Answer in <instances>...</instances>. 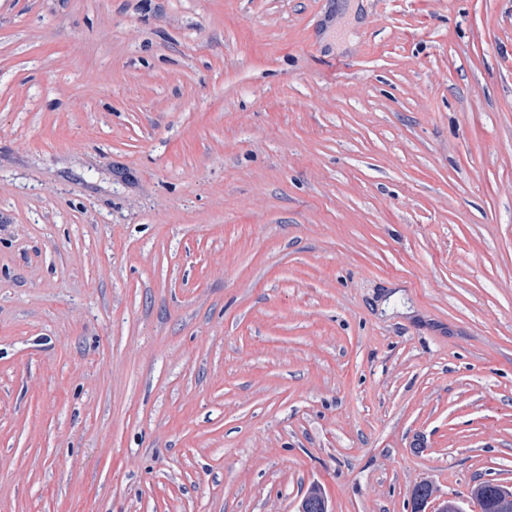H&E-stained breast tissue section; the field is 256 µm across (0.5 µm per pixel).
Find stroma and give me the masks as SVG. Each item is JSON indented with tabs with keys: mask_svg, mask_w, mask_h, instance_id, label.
<instances>
[{
	"mask_svg": "<svg viewBox=\"0 0 512 512\" xmlns=\"http://www.w3.org/2000/svg\"><path fill=\"white\" fill-rule=\"evenodd\" d=\"M512 484V0H0V512H412Z\"/></svg>",
	"mask_w": 512,
	"mask_h": 512,
	"instance_id": "stroma-1",
	"label": "stroma"
}]
</instances>
